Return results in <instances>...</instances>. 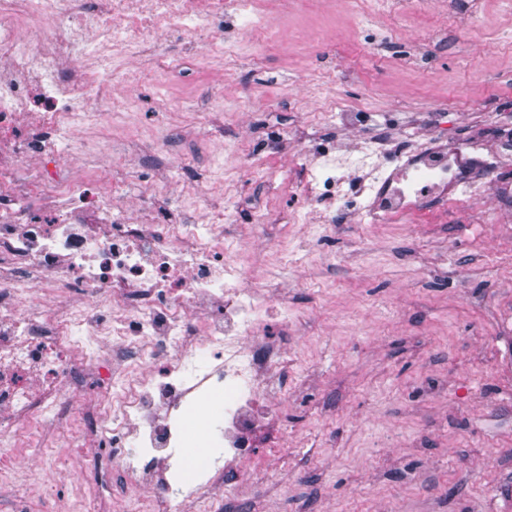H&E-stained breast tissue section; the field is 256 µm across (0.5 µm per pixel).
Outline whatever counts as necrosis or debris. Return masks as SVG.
<instances>
[{
  "label": "necrosis or debris",
  "mask_w": 512,
  "mask_h": 512,
  "mask_svg": "<svg viewBox=\"0 0 512 512\" xmlns=\"http://www.w3.org/2000/svg\"><path fill=\"white\" fill-rule=\"evenodd\" d=\"M86 0H0V142L14 163L0 165V447H11L33 421L50 428L93 432L110 443L114 459L125 465L128 486L151 489V465L158 453L175 447L176 419L196 396L181 382L186 363L199 351L219 353L222 367L201 381L223 388L224 465L245 459L251 443L244 432L247 408L255 402L274 419L282 397L279 375L288 350L261 334L265 289L247 287L249 269L227 250L220 226L231 206L211 208L203 219L178 218L153 224L157 209L175 210L168 187L176 164L168 146L158 149V192L134 199L101 192L88 196L56 165L61 153L78 158L87 134L98 123L95 112L77 113L88 95L81 64L68 60L61 42L48 35L53 21L70 36L90 29L95 17ZM109 22L106 44L135 59L134 47L158 32L187 41L196 60H219L208 41L225 12L250 5L262 18L267 0H98ZM314 144H301L288 168L302 171L299 196L321 207L331 223L328 201L337 207L369 193L357 212L374 223L417 212L429 190L448 184L459 201L477 202L489 184L512 178L490 168L486 185L460 182L447 157L428 154L409 159L393 153L380 161L374 142L361 147L369 171L366 189L345 187L335 173L311 163ZM310 212L299 215L311 222ZM59 299L80 297L83 307L50 311L32 304L35 291ZM112 303L120 313L101 341L99 353L83 354L73 336L92 320L83 308ZM97 381L94 410L71 404L72 387ZM168 404L165 414L152 412Z\"/></svg>",
  "instance_id": "1"
}]
</instances>
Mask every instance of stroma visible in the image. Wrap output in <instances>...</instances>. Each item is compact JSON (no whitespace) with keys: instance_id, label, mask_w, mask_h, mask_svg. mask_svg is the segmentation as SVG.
Segmentation results:
<instances>
[{"instance_id":"1","label":"stroma","mask_w":512,"mask_h":512,"mask_svg":"<svg viewBox=\"0 0 512 512\" xmlns=\"http://www.w3.org/2000/svg\"><path fill=\"white\" fill-rule=\"evenodd\" d=\"M371 0H268L266 33L237 44L248 11L224 17L221 35L236 48L219 85L195 69L182 99L170 95L178 41L151 36L139 50V83L130 91L138 116L104 111L89 151L68 161L71 179L95 191L117 182L133 193L158 187L153 167L126 176L107 138L122 123L142 150L190 143L192 156L174 194L238 198L232 225L251 277L262 287L292 288L287 313L271 306L269 323L287 320L291 367L277 418L253 431L254 452L225 471L221 446L224 392L189 404L173 450L184 493L220 479L225 512H512V180L492 186L484 204L424 203L416 215L364 224L340 213L332 224H290L296 204L280 158L297 133L318 142L322 165L361 178L360 142L409 149V131L432 145L461 137L481 154L459 157L466 177L487 160L512 168L499 134L512 125V18L499 0H420L372 14ZM338 106L335 122L319 116ZM210 113L201 123L199 112ZM273 140L278 158L256 149ZM95 450V464L81 457ZM73 459L67 472L55 468ZM0 477V512H52L39 493L59 494L114 478L100 512H148L142 492L126 486L122 463L95 441L76 446L66 432L27 426Z\"/></svg>"}]
</instances>
